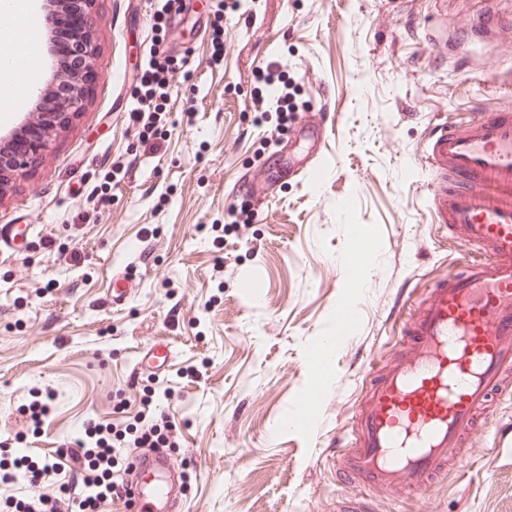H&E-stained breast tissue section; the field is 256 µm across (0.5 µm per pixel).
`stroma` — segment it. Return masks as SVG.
<instances>
[{
    "label": "stroma",
    "mask_w": 512,
    "mask_h": 512,
    "mask_svg": "<svg viewBox=\"0 0 512 512\" xmlns=\"http://www.w3.org/2000/svg\"><path fill=\"white\" fill-rule=\"evenodd\" d=\"M96 0L97 81L90 103L39 166L0 199V467L54 458L88 422L114 423L119 468L134 461L130 418L143 399L168 417L183 512H337L336 441L369 365L399 352L394 317L462 258L434 223L420 156L429 126L454 110H512V0ZM168 8L167 24L151 15ZM185 58L164 103L168 135L129 125L151 52ZM276 62L294 92L288 118L256 121L257 66ZM331 122L326 139L301 124ZM311 161L303 177L295 163ZM274 203L259 211L254 186ZM374 247L358 280L344 263ZM131 289L113 306L110 288ZM354 305L337 326V303ZM337 334L327 357L322 336ZM168 341L166 371L136 369ZM315 392L316 408L300 401ZM50 395L41 429L28 408ZM469 436L466 473L449 470L407 499L372 490L373 512H512V453ZM63 477L0 485V512L56 499Z\"/></svg>",
    "instance_id": "obj_1"
}]
</instances>
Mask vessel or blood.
<instances>
[{"label":"vessel or blood","instance_id":"1","mask_svg":"<svg viewBox=\"0 0 512 512\" xmlns=\"http://www.w3.org/2000/svg\"><path fill=\"white\" fill-rule=\"evenodd\" d=\"M424 160L435 222L464 249V263L399 307L404 351L367 381L337 443L336 473L350 488L430 487L512 391V112L433 124ZM170 360L158 342L138 364L160 373ZM134 470L136 512H173L170 453L137 458Z\"/></svg>","mask_w":512,"mask_h":512}]
</instances>
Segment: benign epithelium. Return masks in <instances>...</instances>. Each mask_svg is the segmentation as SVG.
Instances as JSON below:
<instances>
[{"instance_id": "benign-epithelium-1", "label": "benign epithelium", "mask_w": 512, "mask_h": 512, "mask_svg": "<svg viewBox=\"0 0 512 512\" xmlns=\"http://www.w3.org/2000/svg\"><path fill=\"white\" fill-rule=\"evenodd\" d=\"M95 0H44L46 29H51L53 17L74 6L79 7L85 22L74 28L71 39L79 56V65L57 67L44 86L37 89L35 104L25 117L22 130L36 129L40 132L39 149L24 153L12 149L17 134L0 136V200L16 177L36 167L43 154L65 133L73 120L84 109L91 95V79L95 74L97 56L95 45L96 19L93 13Z\"/></svg>"}]
</instances>
